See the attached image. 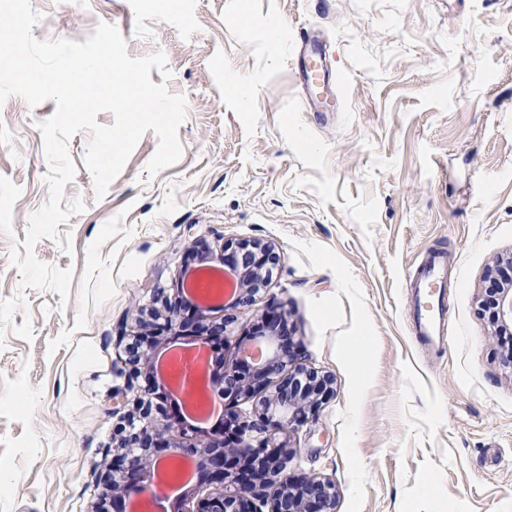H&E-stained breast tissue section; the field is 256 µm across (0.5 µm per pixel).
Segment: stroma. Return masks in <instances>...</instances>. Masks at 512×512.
<instances>
[{
    "label": "stroma",
    "instance_id": "1",
    "mask_svg": "<svg viewBox=\"0 0 512 512\" xmlns=\"http://www.w3.org/2000/svg\"><path fill=\"white\" fill-rule=\"evenodd\" d=\"M36 39L85 41L114 24L130 57L163 52L153 83L185 95L180 160L146 166L140 139L103 197L83 158L66 200L85 210L37 242L73 278L68 299L22 289L9 263L50 189L49 100L0 106V299L24 291L0 340V512H98L117 441L177 345L235 365L268 309L332 391L286 431L294 473L333 481L335 512H512V369L484 305L512 253V0H31ZM306 25L325 34L337 112H305L291 77ZM279 261L249 304L198 322L181 283L225 247ZM448 263L456 332L439 352L412 333L407 280ZM180 324L166 328L169 308ZM233 318L224 340L209 325Z\"/></svg>",
    "mask_w": 512,
    "mask_h": 512
}]
</instances>
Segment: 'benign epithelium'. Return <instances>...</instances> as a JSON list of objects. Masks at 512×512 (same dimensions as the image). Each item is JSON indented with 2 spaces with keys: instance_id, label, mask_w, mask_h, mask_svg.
<instances>
[{
  "instance_id": "7a95c632",
  "label": "benign epithelium",
  "mask_w": 512,
  "mask_h": 512,
  "mask_svg": "<svg viewBox=\"0 0 512 512\" xmlns=\"http://www.w3.org/2000/svg\"><path fill=\"white\" fill-rule=\"evenodd\" d=\"M250 265L238 269L237 252L224 254V267L239 274L242 294L247 303L264 283L262 269L276 261L270 247L254 243L242 245ZM493 321L497 327H512V285L500 288ZM262 325L273 343L267 360L255 367L247 356L224 372V393L250 395L276 382L275 393L261 402L256 420L234 415L225 427V435L204 444L215 448L209 463V481L221 492L199 499L192 512H333L336 487L317 475L299 476L290 472V455L278 442V435L304 424L314 413L330 387L324 375L300 362L288 336L284 312L270 309L262 315ZM168 439L160 429L149 425L130 426L121 438L124 452L112 456L107 478L112 492L139 489L142 472L150 465L147 451L166 446ZM271 493L264 494L262 490Z\"/></svg>"
}]
</instances>
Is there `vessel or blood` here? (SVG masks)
Returning a JSON list of instances; mask_svg holds the SVG:
<instances>
[{"label":"vessel or blood","mask_w":512,"mask_h":512,"mask_svg":"<svg viewBox=\"0 0 512 512\" xmlns=\"http://www.w3.org/2000/svg\"><path fill=\"white\" fill-rule=\"evenodd\" d=\"M293 74L300 85V104L306 112L335 109L336 83L328 61V50L318 31L301 29L293 50ZM447 272L443 254L430 256L413 274L415 293L412 328L425 345L437 348L446 340L450 327L445 304Z\"/></svg>","instance_id":"vessel-or-blood-1"}]
</instances>
